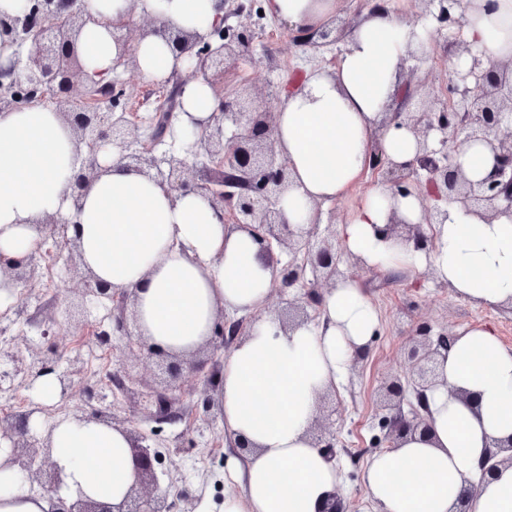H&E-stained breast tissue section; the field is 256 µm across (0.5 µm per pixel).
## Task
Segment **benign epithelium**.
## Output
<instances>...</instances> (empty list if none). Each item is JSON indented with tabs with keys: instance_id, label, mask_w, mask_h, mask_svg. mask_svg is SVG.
Instances as JSON below:
<instances>
[{
	"instance_id": "1",
	"label": "benign epithelium",
	"mask_w": 512,
	"mask_h": 512,
	"mask_svg": "<svg viewBox=\"0 0 512 512\" xmlns=\"http://www.w3.org/2000/svg\"><path fill=\"white\" fill-rule=\"evenodd\" d=\"M420 2L425 4V16L429 17L427 42H432L434 35L445 27H463L461 0ZM135 12L133 6L126 19L111 23L112 37L119 46L159 35L171 45L176 56L188 58V66L169 78L172 105L166 112L155 113L151 145L139 148L133 147L138 130L134 113L116 111V85L90 75L77 54V38L90 20L87 0H26L19 13L0 17L1 29L11 31L19 45L30 44L23 62L0 68V113L41 103L48 97L72 128L78 150L85 153L70 178L73 212L45 215L41 220V244L52 241L65 255L69 268H81L79 247L68 230L77 223L83 192L100 175L98 155L106 149L117 153L136 170L156 176L172 194L195 192L206 196L221 223L252 231L265 264L273 270L272 290L281 296L282 307L277 314L281 328L291 330L315 321L324 292L336 287L338 280L353 276L360 262L350 256L347 268H340L336 248L319 236L318 224L288 223L283 201L291 181L288 165L278 153L274 139L275 92L250 95L243 91L226 96L221 89L224 65L250 55L255 33L244 29L226 39L221 22L199 34L173 30L157 18L140 26L133 20ZM337 23L330 29L298 28L295 46L316 50L342 41L351 21L339 18ZM450 46L451 59L457 61L465 56L470 59L469 65L454 69V77L446 88L439 94H424L412 111L409 106L414 93L407 83H402L400 108L388 113L381 122L384 132L395 126L414 135V159L398 165L385 159L377 146L372 162L379 182L393 195L427 190L430 200L422 201V222L410 224L394 211L386 225L389 233L425 252L433 249L434 241L424 232L423 225L432 227L448 219L447 211L436 205L443 198L459 203L489 224L502 215H512V60L485 67L465 40L456 39ZM198 79L214 89L218 100L211 116L189 133L193 156L208 172L203 180L195 178L185 161L154 155L155 146L172 132L183 88ZM472 144L485 146L493 158L490 171L479 180L469 178L457 161L459 149ZM38 255L37 250L22 259L0 254V278L34 286L40 276ZM77 292L78 303L69 301L44 317L47 328L43 334H50L54 327L85 324L90 302L109 305V323L92 325V336L101 345L109 344L116 335L129 340L135 336L138 349L167 360L165 369L175 383L154 391L153 403L157 416L173 417L172 393L183 387V365H188L191 374L202 365L182 355L160 352L138 334L135 291L118 292L86 271ZM250 328L242 320L225 323L222 311L214 326L221 336H246ZM452 339L450 334L432 339L427 331L412 337L407 379L394 378L381 385L379 406L386 412L383 427L387 448H396L408 434L427 431L425 395L440 382L439 357L448 350ZM67 350V345L54 342L19 357L0 345V356L9 358L27 382L54 375L61 398L65 399L72 394L75 377L85 364L83 355L77 351L69 358L70 368L59 370V361ZM406 404L410 406L408 413L404 410ZM45 429L44 434L31 427L27 418L19 422L1 419L0 451H8V463L18 467L30 486L37 485L42 492L52 494L61 485L63 474L53 459L48 433L52 426ZM309 433L314 445L324 449L328 460H333L334 444L329 440L326 418L317 419ZM130 453L136 480L120 504L112 506L81 498L68 504L58 498L51 500L47 512H174L176 503L170 500L169 490L160 485L157 475L163 454L153 449L143 435L136 437ZM490 457L497 459L499 465L512 466V440L493 441Z\"/></svg>"
}]
</instances>
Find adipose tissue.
<instances>
[{
	"instance_id": "obj_1",
	"label": "adipose tissue",
	"mask_w": 512,
	"mask_h": 512,
	"mask_svg": "<svg viewBox=\"0 0 512 512\" xmlns=\"http://www.w3.org/2000/svg\"><path fill=\"white\" fill-rule=\"evenodd\" d=\"M269 13L292 27L322 28L336 0H267ZM92 18L79 51L90 73L111 75L119 47L111 20L127 14L129 0H89ZM142 15H161L173 28L206 31L220 17L218 0H138ZM464 30L484 63L512 58V0H463ZM427 38L391 7L367 13L352 30L336 66L309 70L302 89L276 109L274 138L295 188L284 203L289 223L310 224L316 204L344 199L366 175L374 146L403 164L416 153L404 129L380 132L385 108L398 95V73L409 49ZM148 79H164L185 59L167 41L147 37L134 45ZM217 99L204 81L186 85L175 126L191 130L209 118ZM100 176L81 199L78 240L85 269L136 292L140 330L175 354L196 350L211 336L218 311L262 312L272 270L259 257L252 233L227 232L198 193L172 198L154 178L110 152L98 157ZM76 143L53 106L34 104L0 114V254L20 258L41 240L38 219L70 207ZM448 221L434 229L425 253L387 236L391 212L420 219L417 195L392 199L374 186L342 223L345 251L365 267L431 269L453 292L484 307L512 300V217L484 223L447 202ZM263 314V312H262ZM379 314L355 280L325 294L318 324L281 330L263 314L224 362L218 394L224 431L254 447L234 480L241 492L224 512H322L341 476L314 447L309 428L317 399L343 382L362 352ZM442 380L427 394L429 430L398 448L376 453L365 471V495L377 512H450L460 493L475 486L470 512H512V466L485 479L480 464L491 440L512 438V346L493 330L460 329L441 363ZM129 432L95 419L65 418L51 433L64 482L59 495L119 504L134 468ZM46 496L30 491L15 469L0 470V512H47Z\"/></svg>"
}]
</instances>
